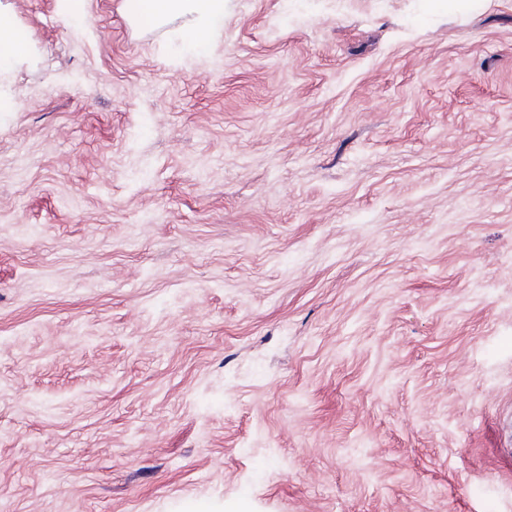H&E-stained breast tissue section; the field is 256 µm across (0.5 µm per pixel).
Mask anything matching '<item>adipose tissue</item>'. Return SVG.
<instances>
[{"label":"adipose tissue","mask_w":512,"mask_h":512,"mask_svg":"<svg viewBox=\"0 0 512 512\" xmlns=\"http://www.w3.org/2000/svg\"><path fill=\"white\" fill-rule=\"evenodd\" d=\"M127 17L134 26L184 19L183 47L202 56L224 26V0H128Z\"/></svg>","instance_id":"adipose-tissue-1"}]
</instances>
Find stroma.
I'll return each instance as SVG.
<instances>
[{"mask_svg": "<svg viewBox=\"0 0 512 512\" xmlns=\"http://www.w3.org/2000/svg\"><path fill=\"white\" fill-rule=\"evenodd\" d=\"M0 0V512H512V0ZM224 0H129L127 17L131 25H157L174 19L185 20L184 49L206 55L213 39L224 27ZM16 25L10 16L0 14V69L21 53L23 41L16 36Z\"/></svg>", "mask_w": 512, "mask_h": 512, "instance_id": "obj_1", "label": "stroma"}]
</instances>
